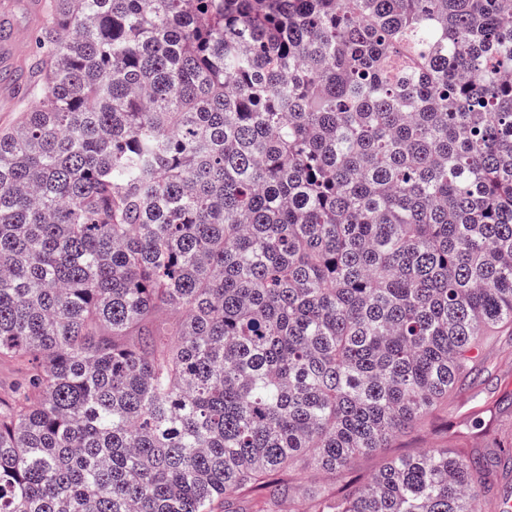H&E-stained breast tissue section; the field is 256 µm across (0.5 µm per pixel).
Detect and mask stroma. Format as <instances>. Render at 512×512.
<instances>
[{
	"instance_id": "stroma-1",
	"label": "stroma",
	"mask_w": 512,
	"mask_h": 512,
	"mask_svg": "<svg viewBox=\"0 0 512 512\" xmlns=\"http://www.w3.org/2000/svg\"><path fill=\"white\" fill-rule=\"evenodd\" d=\"M499 445L512 446V328L482 337L471 375L447 403L420 425L400 433L391 446L357 460L353 475L367 481L392 457H407L431 448H455L470 455ZM289 504L278 512H310L305 490L320 486L343 493L340 479L327 471H292L285 475Z\"/></svg>"
}]
</instances>
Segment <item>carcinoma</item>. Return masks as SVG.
<instances>
[{
	"label": "carcinoma",
	"mask_w": 512,
	"mask_h": 512,
	"mask_svg": "<svg viewBox=\"0 0 512 512\" xmlns=\"http://www.w3.org/2000/svg\"><path fill=\"white\" fill-rule=\"evenodd\" d=\"M509 11L51 0L0 132V512H274L448 399L512 326ZM502 468L433 448L308 495L501 512ZM282 478L288 484L291 501L289 504L288 499L284 501L277 512H311L310 502L305 494V489L310 486H321L336 494H342L345 490L342 481L329 471H292Z\"/></svg>",
	"instance_id": "1"
}]
</instances>
